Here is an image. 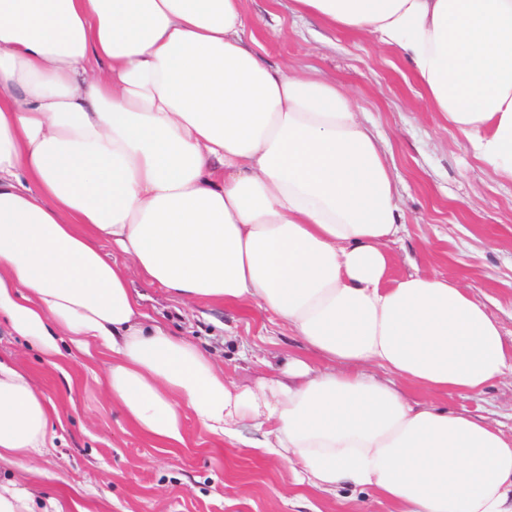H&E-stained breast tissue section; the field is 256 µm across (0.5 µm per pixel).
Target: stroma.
<instances>
[{
	"label": "stroma",
	"instance_id": "stroma-1",
	"mask_svg": "<svg viewBox=\"0 0 512 512\" xmlns=\"http://www.w3.org/2000/svg\"><path fill=\"white\" fill-rule=\"evenodd\" d=\"M247 28L269 65L311 66L336 78L376 133L407 227L392 247L393 276L439 273L458 281L499 321L511 346L512 185L432 112L396 48L295 13L291 0H247ZM133 286L146 313L206 349L236 384H253L269 375L270 363L304 351L298 337L256 307L182 304L163 289L138 280ZM0 360L23 371L60 413L53 447L28 461L39 477L27 468L0 469V483L31 489L39 505L53 497L84 512H390L368 488L330 495L298 488L286 464L228 447L189 415L186 447H155L112 409L103 366L86 367L79 357L48 366L2 320ZM429 400L512 433L511 375L478 395L439 392Z\"/></svg>",
	"mask_w": 512,
	"mask_h": 512
}]
</instances>
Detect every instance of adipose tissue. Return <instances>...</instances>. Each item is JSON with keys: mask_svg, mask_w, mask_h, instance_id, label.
<instances>
[{"mask_svg": "<svg viewBox=\"0 0 512 512\" xmlns=\"http://www.w3.org/2000/svg\"><path fill=\"white\" fill-rule=\"evenodd\" d=\"M245 2L0 0V313L49 364L104 363L112 405L162 447H185L189 413L322 493L512 512V435L404 391L512 374L499 323L458 282L390 279L406 228L377 137L336 81L266 65ZM292 3L395 47L512 184V0ZM132 270L179 301L256 305L325 364L231 383L144 311ZM57 415L0 362V467L46 447Z\"/></svg>", "mask_w": 512, "mask_h": 512, "instance_id": "1", "label": "adipose tissue"}]
</instances>
